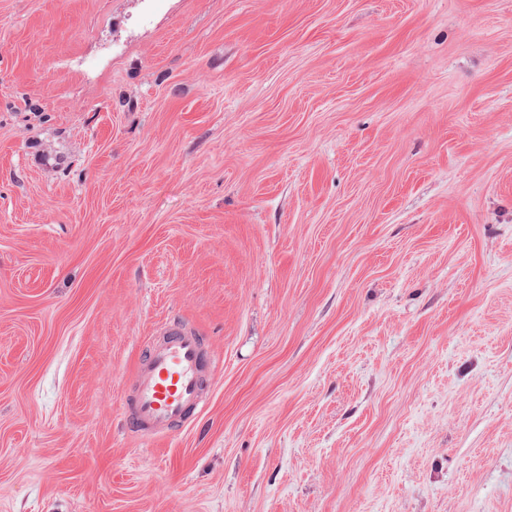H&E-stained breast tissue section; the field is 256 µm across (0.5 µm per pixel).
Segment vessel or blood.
Masks as SVG:
<instances>
[{
  "mask_svg": "<svg viewBox=\"0 0 512 512\" xmlns=\"http://www.w3.org/2000/svg\"><path fill=\"white\" fill-rule=\"evenodd\" d=\"M205 361L198 336L175 327L149 350L135 372L133 425L156 436L203 409L201 369Z\"/></svg>",
  "mask_w": 512,
  "mask_h": 512,
  "instance_id": "b4317fda",
  "label": "vessel or blood"
}]
</instances>
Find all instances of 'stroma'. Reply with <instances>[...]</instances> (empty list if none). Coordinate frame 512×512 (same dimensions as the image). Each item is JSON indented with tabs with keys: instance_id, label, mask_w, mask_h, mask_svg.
Here are the masks:
<instances>
[{
	"instance_id": "stroma-1",
	"label": "stroma",
	"mask_w": 512,
	"mask_h": 512,
	"mask_svg": "<svg viewBox=\"0 0 512 512\" xmlns=\"http://www.w3.org/2000/svg\"><path fill=\"white\" fill-rule=\"evenodd\" d=\"M0 512H512V0H0ZM149 350L135 372L132 424L160 435L191 410H202L201 369L205 361L198 336L180 327Z\"/></svg>"
}]
</instances>
